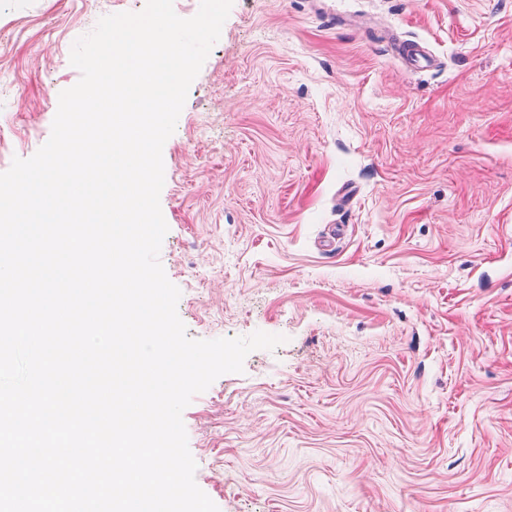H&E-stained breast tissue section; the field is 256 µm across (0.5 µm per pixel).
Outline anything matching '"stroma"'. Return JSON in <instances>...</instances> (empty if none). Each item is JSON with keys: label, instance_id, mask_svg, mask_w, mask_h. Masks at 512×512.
I'll use <instances>...</instances> for the list:
<instances>
[{"label": "stroma", "instance_id": "35a3bbf8", "mask_svg": "<svg viewBox=\"0 0 512 512\" xmlns=\"http://www.w3.org/2000/svg\"><path fill=\"white\" fill-rule=\"evenodd\" d=\"M145 5L0 0V172ZM163 162L188 336L285 338L183 412L219 512H512V0H234Z\"/></svg>", "mask_w": 512, "mask_h": 512}]
</instances>
